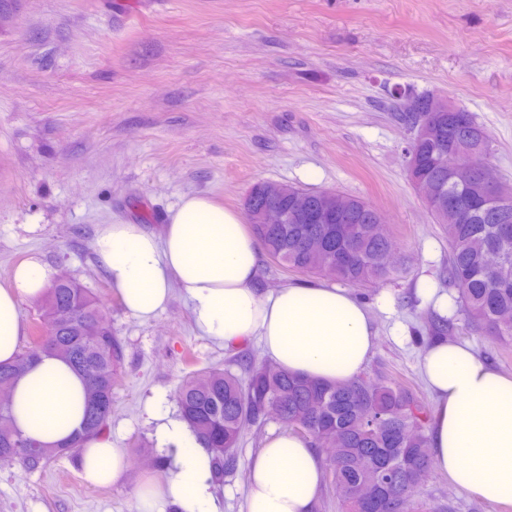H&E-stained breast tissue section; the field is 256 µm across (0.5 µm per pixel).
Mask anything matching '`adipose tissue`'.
<instances>
[{"label": "adipose tissue", "instance_id": "ef3b65f1", "mask_svg": "<svg viewBox=\"0 0 512 512\" xmlns=\"http://www.w3.org/2000/svg\"><path fill=\"white\" fill-rule=\"evenodd\" d=\"M92 250L125 310L147 322L180 288L204 336L236 346L259 337L277 367L323 381H350L366 368L375 343L366 303L345 288L295 284L266 294L256 286L261 246L238 215L209 197L187 193L168 210L161 232L134 223L104 226ZM57 269L33 255L0 285V363L14 361L24 336L21 304L43 297ZM436 397L429 442L439 472L459 490L494 504H512V377L470 346L440 340L420 360ZM84 380L63 359L41 354L11 394L14 425L56 448L79 432ZM158 446L171 457L165 482L139 486L138 512L159 503L179 512H221L213 495L212 458L180 418L159 415ZM81 476L92 486L121 482L126 454L111 436L82 443ZM323 485L321 457L307 439L283 431L250 464L245 512H311Z\"/></svg>", "mask_w": 512, "mask_h": 512}]
</instances>
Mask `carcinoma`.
Wrapping results in <instances>:
<instances>
[{"mask_svg": "<svg viewBox=\"0 0 512 512\" xmlns=\"http://www.w3.org/2000/svg\"><path fill=\"white\" fill-rule=\"evenodd\" d=\"M438 131L448 144L478 150L490 157L492 142L471 113L437 115ZM433 140L423 135L409 143L407 167L420 176L427 171ZM322 205L321 192L288 186V201ZM348 218L329 239L320 256L312 241L326 224H298L288 213L286 224H255L253 233L274 259L302 273L328 277L349 286L386 280L397 268L386 261V237L373 223L372 205L349 196ZM448 236V282L456 302L490 336L512 340V202L477 203L476 218L463 222L448 210H430ZM39 317L57 321L51 339L33 331L26 349L13 363L0 365V463L13 464L16 443L10 392L33 361L38 348L65 359L87 381L83 428L69 444L28 449L21 465L34 471L50 462L75 458L88 437L107 432L112 417V387L119 377L122 355L99 301L75 281L61 277L40 303ZM182 418L202 439L212 456L213 481L237 467L236 448L244 424H261L265 411L315 447L336 443L325 476L342 489L346 512L367 504L365 512H413L418 488L429 472L431 457L429 410L407 387L394 379L358 377L325 382L290 374L280 368L250 366L241 378L228 369L207 367L186 376L177 390Z\"/></svg>", "mask_w": 512, "mask_h": 512, "instance_id": "obj_1", "label": "carcinoma"}]
</instances>
